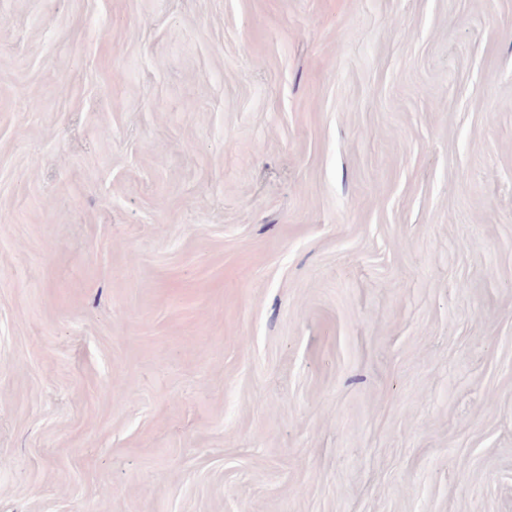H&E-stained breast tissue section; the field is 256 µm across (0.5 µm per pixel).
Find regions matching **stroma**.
Listing matches in <instances>:
<instances>
[{
	"label": "stroma",
	"mask_w": 512,
	"mask_h": 512,
	"mask_svg": "<svg viewBox=\"0 0 512 512\" xmlns=\"http://www.w3.org/2000/svg\"><path fill=\"white\" fill-rule=\"evenodd\" d=\"M0 512H512V0H0Z\"/></svg>",
	"instance_id": "35a3bbf8"
}]
</instances>
